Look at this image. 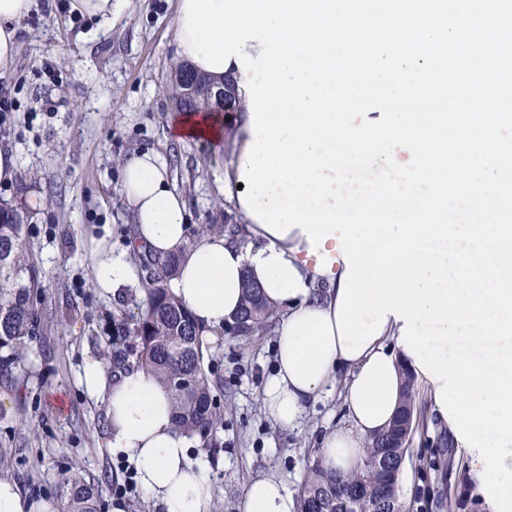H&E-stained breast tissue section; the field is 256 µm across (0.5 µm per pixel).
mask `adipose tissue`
Listing matches in <instances>:
<instances>
[{"mask_svg":"<svg viewBox=\"0 0 512 512\" xmlns=\"http://www.w3.org/2000/svg\"><path fill=\"white\" fill-rule=\"evenodd\" d=\"M35 5L36 0H0V69L14 64L18 24ZM225 76L237 86V112H185L175 117L172 133L215 144L232 133L224 197L245 222L246 241L209 232L190 236L186 205L172 185L167 162L155 152L138 153L124 161L119 183L133 232L119 253L98 246L94 281L115 295L138 282L134 255L178 257L169 286L197 323L215 335L233 321L241 308L244 282L253 280L267 304L281 313L275 328L274 370L262 388L263 406L278 426L292 430L310 401L327 386L341 384L348 423L328 434L317 453L325 468L348 474L363 465L370 436L387 427L399 410L403 370L415 374L419 368L399 344L400 324L392 318L364 353L344 357L335 311L346 265L339 259L335 240L325 243L334 260L331 270L318 273L317 258L309 254L301 229L276 238L240 205L239 175L253 139L249 100L240 66L229 64ZM78 380L91 398L104 403L106 445L128 457L157 512H207L216 493L213 469L208 460H191L193 441L175 427L168 391L138 368L109 376L102 360L90 354ZM295 508L285 479L274 471L254 477L241 503V512H294Z\"/></svg>","mask_w":512,"mask_h":512,"instance_id":"1","label":"adipose tissue"}]
</instances>
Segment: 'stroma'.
Returning <instances> with one entry per match:
<instances>
[{
  "label": "stroma",
  "mask_w": 512,
  "mask_h": 512,
  "mask_svg": "<svg viewBox=\"0 0 512 512\" xmlns=\"http://www.w3.org/2000/svg\"><path fill=\"white\" fill-rule=\"evenodd\" d=\"M17 32V62L0 70L14 100L0 112V150L17 173L0 184V204L25 210L26 253L39 275V330L11 359L13 385H0V479L50 505L59 502L63 473L79 468L101 488L100 512H154L143 491L117 498L132 476L123 454L104 445L102 402L78 383L86 354L112 363V319L136 312L140 289L122 300L96 288L94 247L120 252L132 227L118 182L130 155L155 151L169 163L183 196L189 231L223 224L233 214L224 198L229 142L174 141L170 120L177 77L176 0H127L107 31L71 10V0H37ZM41 202L28 206L30 198ZM274 334L253 341L207 339L213 395L222 423L200 448L211 461L218 492L208 512H240L248 483L272 468L298 494L320 441L345 414L338 390L312 402L299 428L284 430L262 404L275 362ZM65 407H58V400ZM456 445L434 409L430 385L416 384L413 428L398 476L404 512H488Z\"/></svg>",
  "instance_id": "obj_1"
}]
</instances>
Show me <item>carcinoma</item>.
<instances>
[{
  "label": "carcinoma",
  "instance_id": "cac0c4a2",
  "mask_svg": "<svg viewBox=\"0 0 512 512\" xmlns=\"http://www.w3.org/2000/svg\"><path fill=\"white\" fill-rule=\"evenodd\" d=\"M23 220L24 211L0 207V348L14 351L36 335L40 319L33 300L38 275L25 256ZM140 265L147 302L133 321L119 315L114 332L136 337L141 368L163 384L173 399L175 425L189 433L206 434L220 417L204 365L203 331L167 285L176 261L144 255ZM274 319V310L249 282L242 309L224 333L249 339L270 331ZM402 424L400 413L385 433L369 443L365 463L350 475L328 472L313 461L298 498V512H403L397 474L406 449L392 447ZM99 496V486L86 481L75 468L62 478L60 512H99Z\"/></svg>",
  "mask_w": 512,
  "mask_h": 512
}]
</instances>
